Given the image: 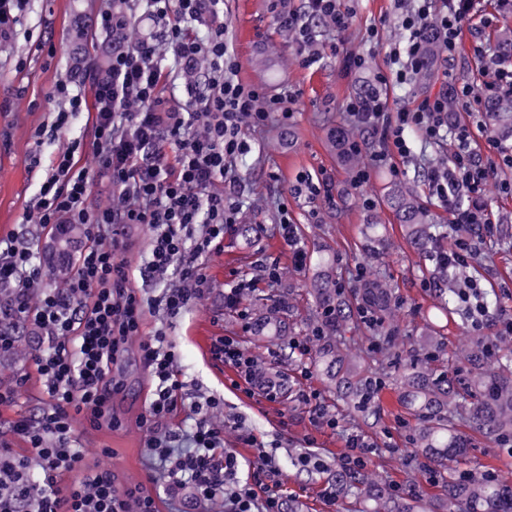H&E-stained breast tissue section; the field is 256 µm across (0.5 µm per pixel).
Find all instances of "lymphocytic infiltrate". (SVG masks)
<instances>
[{
  "label": "lymphocytic infiltrate",
  "instance_id": "1",
  "mask_svg": "<svg viewBox=\"0 0 512 512\" xmlns=\"http://www.w3.org/2000/svg\"><path fill=\"white\" fill-rule=\"evenodd\" d=\"M271 2L280 26L293 34L297 62L304 68L319 59V28L340 35L352 18L341 0H306L301 12L291 9L289 0ZM416 2L402 18L406 41L391 52L397 68L378 74L379 83L412 80L424 57L426 30H435L444 57L452 58L464 24L476 14L475 0ZM150 7L162 31L138 37L113 54L106 75L90 79L92 100L60 83L57 93L67 107L34 133L38 141L57 134L74 113L93 107L92 152L117 202L87 206L92 178L76 161L80 146L74 143L58 156L33 205L36 223L52 232L72 224L86 227L74 272L62 285L48 287L47 274L34 262L24 237L0 239V291L10 292L17 316L48 338L46 351L36 358L45 406L38 416L20 418L12 426L30 453L18 456L9 444L0 445V512H128L132 501L137 512H157L154 497L119 488L107 470L84 473L68 493L58 487L60 473L82 467L74 414H84L94 425L119 426L112 397L122 383L113 370L135 339L153 387L140 422L169 484H190L203 500L223 497L224 512H284L277 457L262 450L245 461L224 450V428L213 420L224 407L223 398L186 402L188 383L165 330H156L146 341L139 335L146 314L177 319L204 297V261L222 248L246 203V184L234 169L252 150L244 129L266 125L273 113L287 118L291 112L281 97L238 79L240 64L229 43L224 0H150ZM474 51L485 59V79L481 88L462 87L456 98L464 111L476 114L484 98H512V62L486 56L480 45ZM168 55L182 74L178 98L168 93V75L161 66ZM345 113L379 144L354 176L357 186L392 156L409 157L414 140L439 145L454 139L453 159L448 166L431 168L428 186L447 207L451 223L466 233L437 249L433 258L452 272L466 266L475 255L468 229L490 230L494 219L486 208L464 206L460 200L482 193L497 170L512 169V148L491 136L487 142L493 157L476 155L470 127H449L448 96L442 92L395 110L379 94L356 96L346 102ZM135 225L149 231L146 255L137 267L126 259L127 243L118 236L119 227ZM138 274L170 275L178 284L149 296L135 287ZM182 411L191 421L189 429L158 433L159 424Z\"/></svg>",
  "mask_w": 512,
  "mask_h": 512
}]
</instances>
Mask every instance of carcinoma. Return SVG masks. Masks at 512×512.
Masks as SVG:
<instances>
[{
	"mask_svg": "<svg viewBox=\"0 0 512 512\" xmlns=\"http://www.w3.org/2000/svg\"><path fill=\"white\" fill-rule=\"evenodd\" d=\"M425 46V63L418 76L427 81L440 53L431 30L425 33ZM486 120L502 137H512V98L487 101ZM352 139L353 134L343 128L330 133L341 162L355 169L362 164V156L349 151L348 142ZM386 199L404 226L408 243L419 254L434 249L452 231L449 225L436 223L434 215L407 187H388ZM311 292L318 310L312 331L320 342L315 365L342 401L365 414L372 409L381 385L382 358L399 359L392 339L379 323L397 310L393 289L374 274L363 279L354 293L378 317V322L368 326V339L378 346L379 356L364 364L347 353L346 344L337 339L345 311L352 305L351 297L338 287L335 278L326 274L317 276ZM461 309L456 289H439L438 301L426 314L429 335L421 348L400 359L396 376L403 406L419 419L411 436L416 456L435 468L448 467V460L463 456L468 448V441L456 427L459 418L495 442L512 440V373L491 364L492 356L482 339L469 338L460 349L468 365L462 389L448 377H429L422 366V362L443 355L445 323L460 314ZM336 487L343 492L356 490L361 498V512H512V483L490 474L451 478L442 496L434 502L425 500L414 488L393 494L367 473L340 470Z\"/></svg>",
	"mask_w": 512,
	"mask_h": 512,
	"instance_id": "cac0c4a2",
	"label": "carcinoma"
}]
</instances>
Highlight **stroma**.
<instances>
[{"label": "stroma", "instance_id": "stroma-1", "mask_svg": "<svg viewBox=\"0 0 512 512\" xmlns=\"http://www.w3.org/2000/svg\"><path fill=\"white\" fill-rule=\"evenodd\" d=\"M113 0H25L17 25L10 35L0 38V102L7 112L0 114V238L21 231L29 239L35 260L48 272L49 286L59 285L71 274L82 246L81 240L68 243L47 234L31 219L32 202L45 175L44 168L72 142L91 141L93 115L76 114L69 126L54 137L36 143L35 130L51 120L61 105L56 96L60 81H79L87 69L106 72L112 55V36L96 23L100 8ZM353 14L349 30L342 36L325 33L320 39L319 61L312 67L298 65L292 38L279 26L270 0H224V16L229 25V41L239 60L238 77L244 84L263 88L269 94L286 96L291 118L273 116L260 128H247L253 151L238 161L237 170L249 187L248 202L241 221L247 233L229 231L223 250L204 262L209 292L176 323L171 339L180 354V364L189 383L191 400L214 394L224 398V408L214 420L224 427V446L243 458H252L254 444L273 449L279 458L286 499L299 504L301 512H358L356 494H337L328 501L323 489L331 481L340 456L346 450L348 435L359 434L377 447L365 467L373 478L387 486L401 484L420 491L426 499L441 494L442 483L468 471L496 473L512 479V455L484 436L459 423L471 447L465 458L440 470V483L430 484L425 466L417 460L409 443L414 417L399 400L394 385L379 393L369 420L358 419L337 398L314 365L315 349L310 348L309 320L315 303L309 294L317 273H332L346 289L355 288L357 271L377 269L393 286L404 304L395 322L398 343L423 341L427 328L424 311L436 300L441 282L431 258L415 253L403 236L385 202L390 182L407 184L435 215L447 223L448 211L427 188L428 166L447 165L454 151L453 141L427 148L408 158L393 157L390 167L375 170L369 181L357 187L352 172L344 167L331 149L327 135L331 130L349 127L344 105L364 88H378L391 108L412 103L445 86L479 85L484 79V63L473 47L484 42L495 49L498 36L512 31V0H478L480 16L491 18L489 27H463L453 61L436 63L434 76L425 83L412 80L378 85V73L390 71V52L402 44L405 32L402 14L410 0H342ZM378 28V43L367 38L370 28ZM83 39H76V31ZM342 41L333 50L334 41ZM364 55L363 68H348L347 50ZM42 157L43 166L30 170L31 153ZM327 171L333 177L332 202L310 200L294 193L300 176ZM491 210L492 232L476 239L478 260L457 270L449 278L455 288L477 282L481 288L495 289V317L512 316V249L500 247L501 239H512V194L498 187L485 190L481 197ZM287 212H280V204ZM289 216L298 228V242L309 257L303 268L288 260L290 248L279 233V221ZM386 227L389 250L373 255L367 248L369 225ZM279 277L270 280L269 267ZM250 279L253 287L236 305H228L224 293L238 279ZM274 291L289 295L291 311L284 316L285 327L277 339H258L253 330L265 310L256 300ZM20 353L0 370V387L16 390L15 401L0 406V439L11 443L16 454L28 452L27 445L12 435V423L22 416H35L42 408L40 376L35 358L43 350L40 336L31 326L19 331ZM236 339L252 358L262 360L269 377L254 376L249 389L233 388L235 370L214 361L209 349L214 340ZM308 344L306 353L292 355L291 346ZM117 378L124 380V391L112 398V411L119 417L118 428L93 427L84 415L73 418L74 429L83 444V470L111 471L123 487H140L153 495L158 512H204L191 487L167 489L160 480L161 469L146 447L148 433L140 424L150 398L151 383L139 361L137 344H129ZM283 381L288 393L266 400L269 380ZM318 392L326 415L334 426H314L312 404L306 396ZM254 444H247V437ZM314 451L322 461L319 470L307 473L293 466L297 455Z\"/></svg>", "mask_w": 512, "mask_h": 512}]
</instances>
